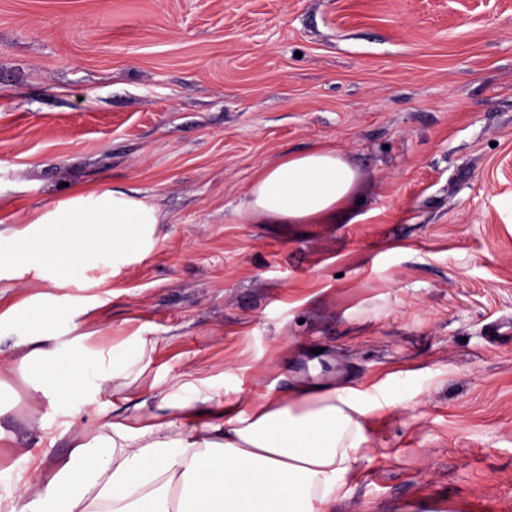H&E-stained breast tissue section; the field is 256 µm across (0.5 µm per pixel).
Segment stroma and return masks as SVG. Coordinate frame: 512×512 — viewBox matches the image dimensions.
<instances>
[{"instance_id": "stroma-1", "label": "stroma", "mask_w": 512, "mask_h": 512, "mask_svg": "<svg viewBox=\"0 0 512 512\" xmlns=\"http://www.w3.org/2000/svg\"><path fill=\"white\" fill-rule=\"evenodd\" d=\"M318 143L359 171L335 223L236 214ZM70 184L160 209L79 327L156 341L133 400L403 383L326 512H512V0H0V219ZM53 415L9 377L0 467Z\"/></svg>"}]
</instances>
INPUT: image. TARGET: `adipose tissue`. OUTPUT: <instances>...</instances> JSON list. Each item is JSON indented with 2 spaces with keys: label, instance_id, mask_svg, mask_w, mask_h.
Listing matches in <instances>:
<instances>
[{
  "label": "adipose tissue",
  "instance_id": "1",
  "mask_svg": "<svg viewBox=\"0 0 512 512\" xmlns=\"http://www.w3.org/2000/svg\"><path fill=\"white\" fill-rule=\"evenodd\" d=\"M359 173L335 146L318 144L262 167L236 207L260 224H330ZM158 207L140 190L74 187L0 230V280L31 276L34 293L0 304V333L21 354L0 364L58 412L40 443L69 441L68 456L25 454V487L0 469V512H323L345 494L366 458L367 420L395 395L298 387L225 415L224 392L183 373L156 385L154 406L116 403L150 367L156 341L131 336L93 345L79 321L95 309L66 290L102 287L145 261L159 241ZM210 404V419L196 406ZM86 418L83 433L71 420Z\"/></svg>",
  "mask_w": 512,
  "mask_h": 512
}]
</instances>
